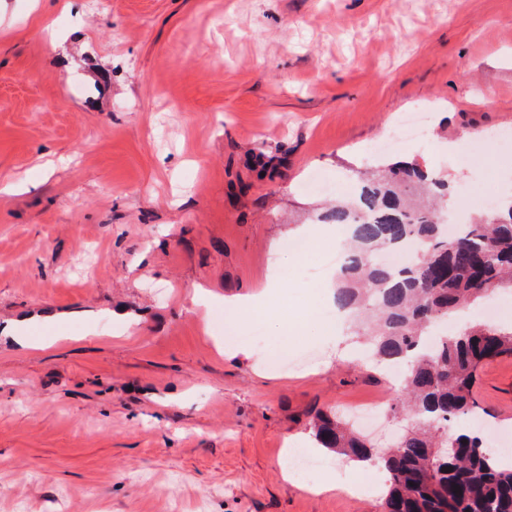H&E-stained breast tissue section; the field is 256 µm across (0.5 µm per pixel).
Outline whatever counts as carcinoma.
I'll return each instance as SVG.
<instances>
[{
  "label": "carcinoma",
  "mask_w": 512,
  "mask_h": 512,
  "mask_svg": "<svg viewBox=\"0 0 512 512\" xmlns=\"http://www.w3.org/2000/svg\"><path fill=\"white\" fill-rule=\"evenodd\" d=\"M380 168L362 183L357 201L328 206L318 217L344 224L355 207L363 215L352 225L336 304L366 321L380 360L402 366L399 411L410 424L382 455L383 512H512V463L479 433L447 432L448 424L483 413L478 371L512 355V327L477 318L426 341L459 310H477L498 291L512 293V200L450 236L436 202L448 196L444 176L413 163L385 161ZM410 243L401 266L379 260ZM311 430L317 447L350 462L376 456L375 444L336 415L317 412Z\"/></svg>",
  "instance_id": "carcinoma-1"
}]
</instances>
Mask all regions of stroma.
I'll return each instance as SVG.
<instances>
[{"mask_svg": "<svg viewBox=\"0 0 512 512\" xmlns=\"http://www.w3.org/2000/svg\"><path fill=\"white\" fill-rule=\"evenodd\" d=\"M397 157L512 194V0H0V512H382L385 474L330 455L334 491L286 478L316 411L398 432L395 370L324 335L342 229L313 219ZM315 231L288 250L300 229ZM279 283L251 324L225 298ZM214 296L196 310V288ZM297 323L282 335L279 320ZM251 348V358L232 348ZM487 440L512 432V356L483 365Z\"/></svg>", "mask_w": 512, "mask_h": 512, "instance_id": "1", "label": "stroma"}]
</instances>
